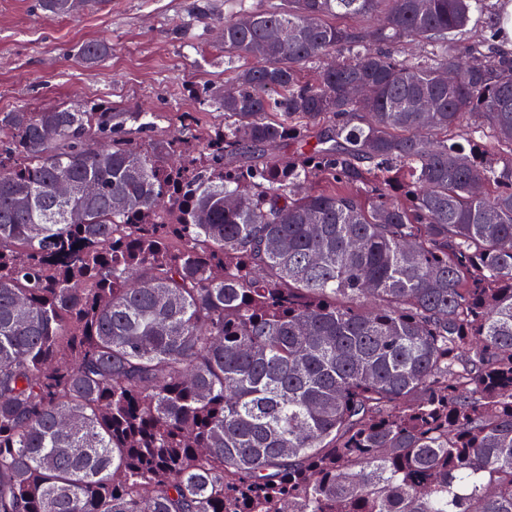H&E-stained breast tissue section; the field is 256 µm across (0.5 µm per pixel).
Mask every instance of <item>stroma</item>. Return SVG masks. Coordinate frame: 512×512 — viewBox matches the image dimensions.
I'll return each mask as SVG.
<instances>
[{
  "mask_svg": "<svg viewBox=\"0 0 512 512\" xmlns=\"http://www.w3.org/2000/svg\"><path fill=\"white\" fill-rule=\"evenodd\" d=\"M190 0H93L73 18H47L34 0H0V112L61 103L108 101L127 112H160L162 130L200 117L218 125V110L204 114L193 91L234 76L213 48L218 31L190 21ZM183 38H174L177 29ZM101 40L106 58L85 64L80 44Z\"/></svg>",
  "mask_w": 512,
  "mask_h": 512,
  "instance_id": "obj_1",
  "label": "stroma"
}]
</instances>
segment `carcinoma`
Returning <instances> with one entry per match:
<instances>
[{"mask_svg": "<svg viewBox=\"0 0 512 512\" xmlns=\"http://www.w3.org/2000/svg\"><path fill=\"white\" fill-rule=\"evenodd\" d=\"M235 4L222 125L0 113V512H512L505 15Z\"/></svg>", "mask_w": 512, "mask_h": 512, "instance_id": "1", "label": "carcinoma"}]
</instances>
